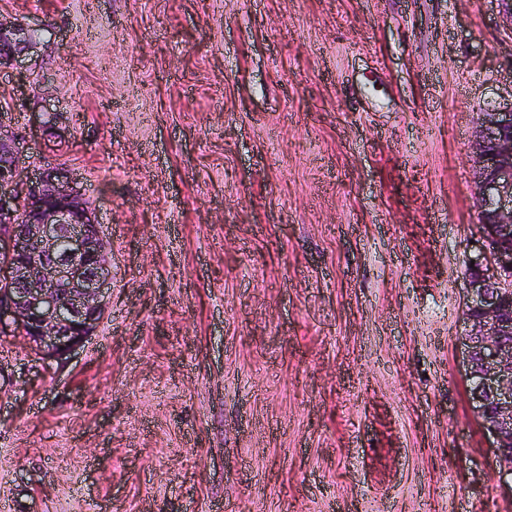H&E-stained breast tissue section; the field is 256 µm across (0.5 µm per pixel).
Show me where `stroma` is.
<instances>
[{"label": "stroma", "mask_w": 512, "mask_h": 512, "mask_svg": "<svg viewBox=\"0 0 512 512\" xmlns=\"http://www.w3.org/2000/svg\"><path fill=\"white\" fill-rule=\"evenodd\" d=\"M0 110L110 244L92 340L0 336V512H512L459 362L492 0H0ZM56 114L53 136L41 125ZM37 30L27 24H13L4 27L0 23V68L19 66L22 57L36 45L33 33Z\"/></svg>", "instance_id": "obj_1"}]
</instances>
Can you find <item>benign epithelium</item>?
<instances>
[{"mask_svg":"<svg viewBox=\"0 0 512 512\" xmlns=\"http://www.w3.org/2000/svg\"><path fill=\"white\" fill-rule=\"evenodd\" d=\"M34 32L0 23V68L22 61ZM472 154L481 248L465 261L471 301L459 344L499 474L512 476V108L481 113ZM110 279L108 243L81 187L57 167L28 175L0 119V334L41 360H66L94 335Z\"/></svg>","mask_w":512,"mask_h":512,"instance_id":"7a95c632","label":"benign epithelium"}]
</instances>
